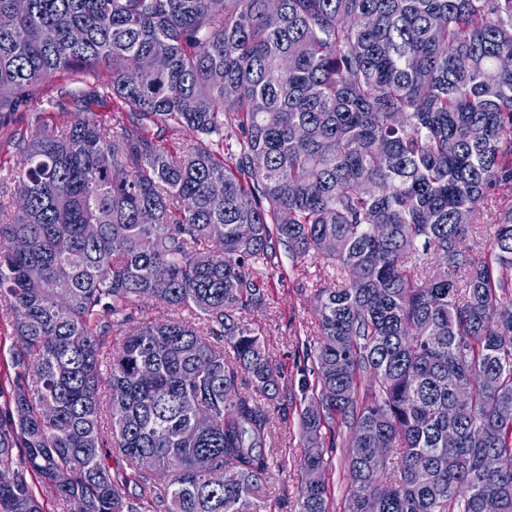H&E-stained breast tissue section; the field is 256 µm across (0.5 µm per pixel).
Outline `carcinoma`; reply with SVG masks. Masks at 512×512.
Segmentation results:
<instances>
[{
	"instance_id": "1",
	"label": "carcinoma",
	"mask_w": 512,
	"mask_h": 512,
	"mask_svg": "<svg viewBox=\"0 0 512 512\" xmlns=\"http://www.w3.org/2000/svg\"><path fill=\"white\" fill-rule=\"evenodd\" d=\"M270 4L0 0V125L47 83L69 104L0 203V512H263L287 387L243 314L283 253L337 275L297 342V512H331L337 446L343 512H488L489 485L512 512V0ZM136 300L178 317L115 351ZM333 452H329L331 460V469L328 472L329 493L333 503L331 510L340 512L343 502L349 488L347 472L344 469V448H333Z\"/></svg>"
}]
</instances>
